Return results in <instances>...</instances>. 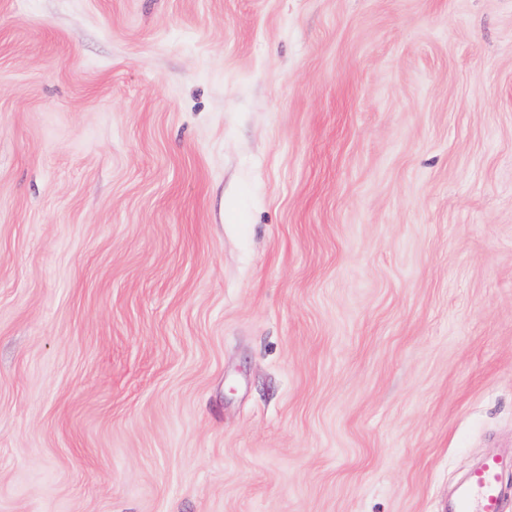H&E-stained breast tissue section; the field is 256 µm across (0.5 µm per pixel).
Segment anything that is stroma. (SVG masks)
Segmentation results:
<instances>
[{
    "label": "stroma",
    "instance_id": "obj_1",
    "mask_svg": "<svg viewBox=\"0 0 512 512\" xmlns=\"http://www.w3.org/2000/svg\"><path fill=\"white\" fill-rule=\"evenodd\" d=\"M512 453V0H0V512H445Z\"/></svg>",
    "mask_w": 512,
    "mask_h": 512
}]
</instances>
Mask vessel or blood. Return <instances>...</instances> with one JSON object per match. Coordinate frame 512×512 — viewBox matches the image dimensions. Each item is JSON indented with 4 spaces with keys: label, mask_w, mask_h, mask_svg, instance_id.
Wrapping results in <instances>:
<instances>
[{
    "label": "vessel or blood",
    "mask_w": 512,
    "mask_h": 512,
    "mask_svg": "<svg viewBox=\"0 0 512 512\" xmlns=\"http://www.w3.org/2000/svg\"><path fill=\"white\" fill-rule=\"evenodd\" d=\"M512 461L489 455L448 495L447 512H503L502 479Z\"/></svg>",
    "instance_id": "b4317fda"
}]
</instances>
